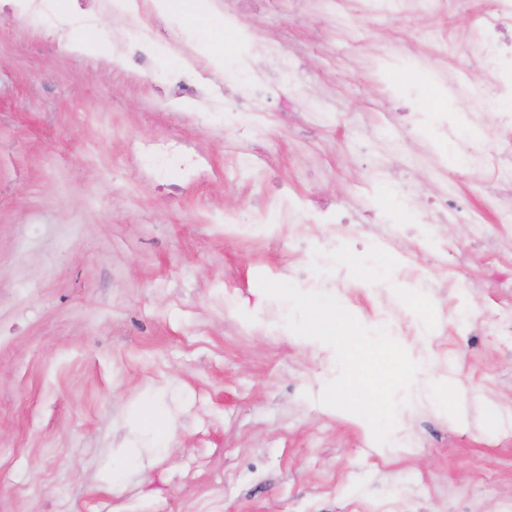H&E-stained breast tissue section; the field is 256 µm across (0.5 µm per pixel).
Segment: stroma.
<instances>
[{
  "label": "stroma",
  "instance_id": "1",
  "mask_svg": "<svg viewBox=\"0 0 512 512\" xmlns=\"http://www.w3.org/2000/svg\"><path fill=\"white\" fill-rule=\"evenodd\" d=\"M190 4L156 21L197 49L192 13L224 22L223 73L207 55L189 68L172 51L147 78L113 60L108 19L81 31L0 10V512H194L209 499L222 512H506L512 440L500 437L496 412L512 409V354L483 334L500 266L467 225L432 233L421 215L394 220L399 250L385 263L402 254L431 275L435 237L461 253L446 288L417 302L401 285L368 286L370 249L348 251L337 299L362 324L393 303L413 324L448 320L447 337L399 343L432 362L441 346L454 350L449 381L468 422L412 410L401 424L418 443L408 453L377 443L360 416L320 403L336 375L329 345L270 334L259 319L272 303L259 277L301 273L296 239L326 232L320 208L357 204L360 239L389 213L381 166L405 171L423 205L451 191L487 206L436 136L441 114L460 110L436 74L464 55L428 53L417 37L427 16L370 17L362 0H274L229 22L215 0ZM87 36L97 55L75 51ZM273 41L304 49L297 75L330 99L328 112H309L280 82L266 117L256 116L233 63ZM392 46L408 59L383 60ZM174 72L225 99L231 120L192 123L194 104L166 80ZM424 99L434 106L416 141L402 140L400 113ZM351 124L373 132L372 153L343 134ZM130 141L179 144L207 177L192 188L157 185L123 158ZM287 201L303 207L306 226L224 231L225 215ZM461 304L473 314L463 329Z\"/></svg>",
  "mask_w": 512,
  "mask_h": 512
}]
</instances>
